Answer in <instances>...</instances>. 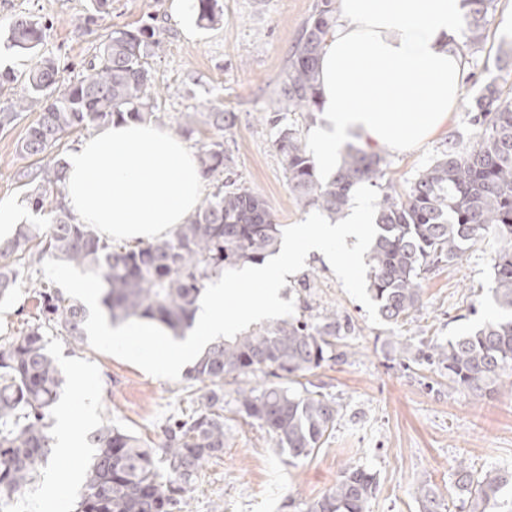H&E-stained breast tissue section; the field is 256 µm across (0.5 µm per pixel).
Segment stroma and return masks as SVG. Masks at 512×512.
Here are the masks:
<instances>
[{"label":"stroma","mask_w":512,"mask_h":512,"mask_svg":"<svg viewBox=\"0 0 512 512\" xmlns=\"http://www.w3.org/2000/svg\"><path fill=\"white\" fill-rule=\"evenodd\" d=\"M316 2L220 0L223 24L204 27L192 9L176 10L174 0H112L88 28L84 18L90 0H0V70L20 73L33 62L31 55L9 45L13 15L23 12L50 22L40 50L57 59L67 81L76 78L112 30L156 15L168 35L162 51L148 63L157 85L167 93L154 120L175 133L189 106L212 104L234 113L235 123L224 138L234 151L241 181L268 201L278 223L294 224L305 220L309 209L290 193L273 129L262 115L276 98L289 52ZM510 14L512 0H493L481 43L463 52L467 74L459 106L417 150L401 155L384 152L381 186L403 188L450 144L472 141L476 128L470 109L486 80L496 79L504 99L512 101V59L505 55L512 35L501 27ZM34 119V113H22L12 128L0 132V203L16 208L23 224L41 231L51 216L31 209V188L17 176L22 168L39 164L19 150ZM495 248L492 237H483L456 262L428 271L422 281V306L401 326L372 325L364 306L346 294L322 259H311L301 271L287 276L282 300L298 307L307 301L332 308L352 322L346 362L326 364L312 378L336 398L342 418L320 451L294 465L270 450L264 431L240 420L227 421L224 453L203 465L188 512H300L301 502L327 492L350 466L377 476L378 490L367 512H420L418 487L426 485L451 496L459 462L477 471L512 469V387L478 399L449 388L447 372L404 365L389 348L399 338L445 341L494 317L487 296ZM44 282L40 265L26 266L21 285L0 300V343L40 322L38 291ZM48 348L65 377H73L80 368L97 375L88 429L108 418L156 442L166 420L190 405L187 377L157 378L90 344L72 345L59 336L50 337ZM61 465L60 459H49L10 512H74L82 487L63 495L47 491Z\"/></svg>","instance_id":"1"}]
</instances>
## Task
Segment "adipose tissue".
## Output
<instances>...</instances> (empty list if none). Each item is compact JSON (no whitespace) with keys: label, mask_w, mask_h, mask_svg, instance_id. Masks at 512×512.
<instances>
[{"label":"adipose tissue","mask_w":512,"mask_h":512,"mask_svg":"<svg viewBox=\"0 0 512 512\" xmlns=\"http://www.w3.org/2000/svg\"><path fill=\"white\" fill-rule=\"evenodd\" d=\"M338 25L320 59V118L309 133L319 171L331 175L342 143L405 153L427 141L458 104L465 78L464 0H337ZM203 175L195 154L150 121H112L70 154L61 185L79 224L147 242L187 223ZM85 415L58 417L55 451L73 459Z\"/></svg>","instance_id":"obj_1"}]
</instances>
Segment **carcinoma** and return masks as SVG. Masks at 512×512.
I'll return each instance as SVG.
<instances>
[{
  "instance_id": "carcinoma-1",
  "label": "carcinoma",
  "mask_w": 512,
  "mask_h": 512,
  "mask_svg": "<svg viewBox=\"0 0 512 512\" xmlns=\"http://www.w3.org/2000/svg\"><path fill=\"white\" fill-rule=\"evenodd\" d=\"M197 18L209 25L223 19L218 0H193ZM493 0H467V42L481 43ZM155 16L139 25L113 30L99 52L74 81L59 85L55 59L39 56L23 78L0 73V86L16 81L21 93L0 102V130L14 125L22 112L38 113L20 144L21 153L45 156L76 129L114 120H145L158 108L159 92L146 58L163 50L164 30ZM336 24L335 0H318L314 12L288 56V65L273 110L275 145L288 189L305 206H314L334 221L341 219L353 186L375 183L383 175L382 158L352 144L345 147L330 180H320L313 152L280 112H302L315 119L319 98V58ZM49 25L29 14L9 23L13 47L36 52ZM472 124L476 139L452 145L402 191L384 192L377 202L378 234L368 254L371 298L382 319L408 322L422 303L421 280L441 262L461 258L468 245L492 232L498 247L492 256L490 301L497 315L470 332L446 342L407 339L393 351L414 363L448 371V382L475 398L495 393L512 376V103L498 85L487 83L475 99ZM183 131L202 124L213 140L201 147L204 176L224 174V181L201 202L194 218L168 236L127 249L104 239L91 224H75L61 196L67 162L57 158L20 177L34 185L33 209L53 214V222L36 242L30 228L0 240V299L22 281L20 261L54 259L103 281L102 304L114 322L154 318L175 335L192 326L205 283L240 263L259 264L280 245L281 225L268 202L234 178L233 152L224 132L233 115L215 106L182 115ZM44 321L24 335L0 344V512L29 487L52 455L53 411L66 386L47 349L46 336L83 341L86 307L54 288L38 291ZM302 312L211 342L189 371L198 384L194 406L162 428L160 442L138 438L103 422L88 433L95 454L85 472V490L76 512H182L204 463L224 454V380L239 387L230 412L265 430L275 453L289 463L312 456L327 442L341 417L334 398L308 387L302 378L328 362L347 360L351 323L336 311ZM258 373L274 378L250 386ZM454 481L459 512H492L512 470L475 472L460 463ZM378 487L376 474L345 469L336 485L320 498L303 503V512H366ZM421 512H447L443 497L430 487L419 490Z\"/></svg>"
}]
</instances>
